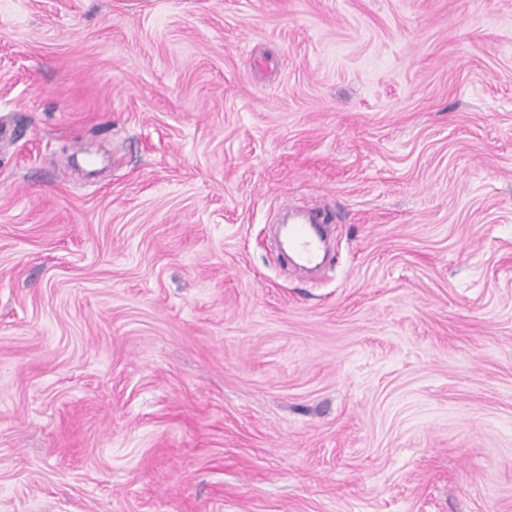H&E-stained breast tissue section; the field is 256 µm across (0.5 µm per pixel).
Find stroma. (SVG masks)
<instances>
[{
  "mask_svg": "<svg viewBox=\"0 0 512 512\" xmlns=\"http://www.w3.org/2000/svg\"><path fill=\"white\" fill-rule=\"evenodd\" d=\"M0 512H512V0H0ZM288 225V246L292 260L302 266L316 265L322 259L323 246L319 231L311 224H325L327 218L311 211H296Z\"/></svg>",
  "mask_w": 512,
  "mask_h": 512,
  "instance_id": "35a3bbf8",
  "label": "stroma"
}]
</instances>
